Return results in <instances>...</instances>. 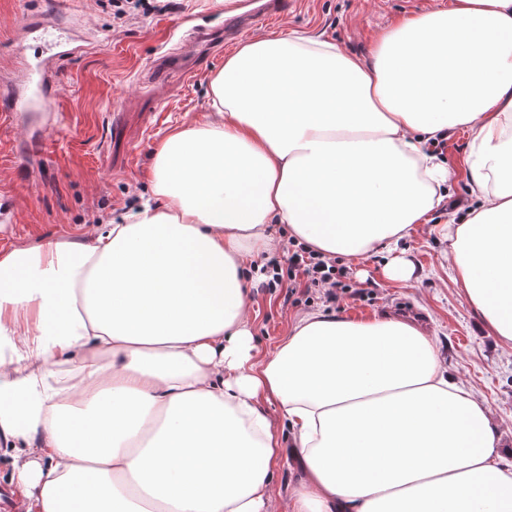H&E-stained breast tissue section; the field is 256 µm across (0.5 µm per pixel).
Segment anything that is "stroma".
Masks as SVG:
<instances>
[{"label":"stroma","instance_id":"obj_1","mask_svg":"<svg viewBox=\"0 0 512 512\" xmlns=\"http://www.w3.org/2000/svg\"><path fill=\"white\" fill-rule=\"evenodd\" d=\"M449 0H291L286 15L264 25L261 36L319 37L346 53L369 58L378 34L404 17L447 6ZM236 0H170L163 12L140 13L112 24L110 0H0V83L22 80L35 64L39 28L76 42L61 66L46 106L12 115L0 105V193L16 201V220L0 223V252L19 244L78 239L132 204L152 199L154 151L167 132L208 114L209 80L229 47L172 87H146L141 73L193 29L218 26ZM469 137L448 133L438 157L447 167L450 194L396 248L350 264L349 294L339 302L287 295L285 289L247 285L255 342L267 348L286 336L295 315L336 313L363 321L401 317L431 337L451 376L484 401L502 429L496 461L512 466V349L502 347L460 296L441 235L452 213L469 200ZM414 265L411 280L391 281L393 260Z\"/></svg>","mask_w":512,"mask_h":512}]
</instances>
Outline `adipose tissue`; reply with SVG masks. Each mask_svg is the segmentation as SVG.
Masks as SVG:
<instances>
[{
  "mask_svg": "<svg viewBox=\"0 0 512 512\" xmlns=\"http://www.w3.org/2000/svg\"><path fill=\"white\" fill-rule=\"evenodd\" d=\"M211 115L158 146L155 205L0 254V435L26 512H512L489 409L401 318L296 319L260 353L243 272L282 236L359 259L427 223L469 134L453 280L512 347V0H452L378 37L240 45ZM291 434L283 445L262 401ZM302 471L289 457L277 469L274 482L273 512H289L288 504L294 487L300 482Z\"/></svg>",
  "mask_w": 512,
  "mask_h": 512,
  "instance_id": "adipose-tissue-1",
  "label": "adipose tissue"
}]
</instances>
